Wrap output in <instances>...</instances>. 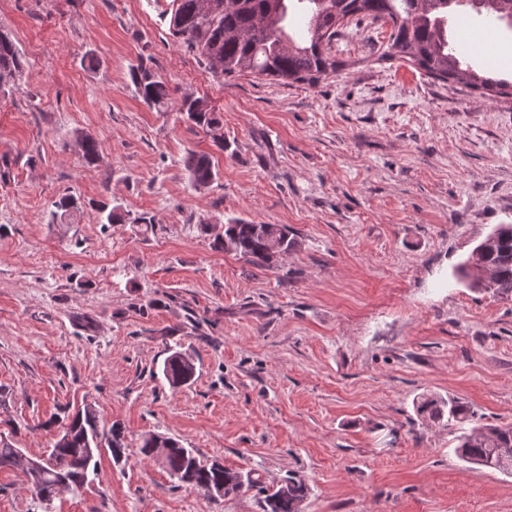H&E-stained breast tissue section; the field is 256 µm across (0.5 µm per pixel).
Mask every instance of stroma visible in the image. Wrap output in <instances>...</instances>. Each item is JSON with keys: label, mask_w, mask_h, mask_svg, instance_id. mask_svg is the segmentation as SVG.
Segmentation results:
<instances>
[{"label": "stroma", "mask_w": 512, "mask_h": 512, "mask_svg": "<svg viewBox=\"0 0 512 512\" xmlns=\"http://www.w3.org/2000/svg\"><path fill=\"white\" fill-rule=\"evenodd\" d=\"M169 3L0 0L25 61L0 97V437L38 458L89 403L126 443L48 506L0 471V512H263L259 489L179 484L140 453L152 433L262 487L303 475L302 512H512V475L455 451L464 426H512V296L453 276L512 224V97L369 61L380 25L349 29L345 68L316 86L226 80L171 36ZM138 64L171 108L143 103ZM185 95L219 114L227 151L176 112ZM191 151L216 172L198 190ZM64 195L79 211L49 223ZM104 205L129 222L100 224ZM230 217L297 245L270 269L216 250L201 226ZM176 351L196 368L177 388ZM430 396L472 415L426 420ZM194 374L192 361L179 352L171 354L163 364V375L172 387L187 384Z\"/></svg>", "instance_id": "stroma-1"}]
</instances>
